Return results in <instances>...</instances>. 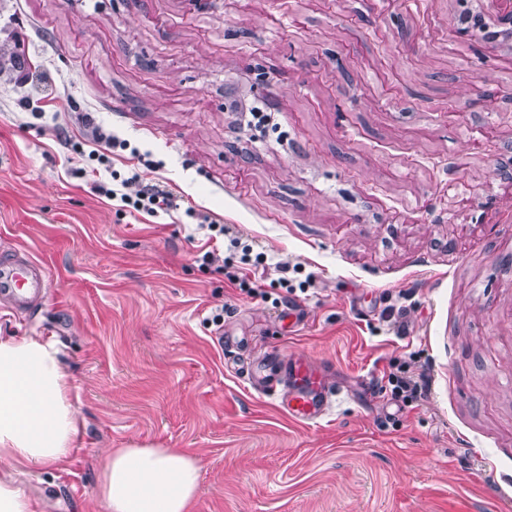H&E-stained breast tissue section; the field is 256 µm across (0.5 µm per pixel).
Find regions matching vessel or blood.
<instances>
[{"instance_id": "vessel-or-blood-1", "label": "vessel or blood", "mask_w": 512, "mask_h": 512, "mask_svg": "<svg viewBox=\"0 0 512 512\" xmlns=\"http://www.w3.org/2000/svg\"><path fill=\"white\" fill-rule=\"evenodd\" d=\"M51 281L48 267L36 260L19 257L0 263V301L11 309L26 308L37 300ZM258 388L275 397L288 416L299 423L327 417L338 399L321 370L304 357L279 359L275 369L257 378Z\"/></svg>"}]
</instances>
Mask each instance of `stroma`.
<instances>
[{
	"mask_svg": "<svg viewBox=\"0 0 512 512\" xmlns=\"http://www.w3.org/2000/svg\"><path fill=\"white\" fill-rule=\"evenodd\" d=\"M466 7L512 0H0V258L54 279L0 334L56 342L82 422L15 474L45 512H104L136 445L201 460L192 512H512V43ZM78 112L177 209L93 195ZM290 354L348 391L334 414L253 388Z\"/></svg>",
	"mask_w": 512,
	"mask_h": 512,
	"instance_id": "1",
	"label": "stroma"
}]
</instances>
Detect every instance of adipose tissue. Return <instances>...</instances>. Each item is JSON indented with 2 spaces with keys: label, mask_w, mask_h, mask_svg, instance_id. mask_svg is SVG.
Returning a JSON list of instances; mask_svg holds the SVG:
<instances>
[{
  "label": "adipose tissue",
  "mask_w": 512,
  "mask_h": 512,
  "mask_svg": "<svg viewBox=\"0 0 512 512\" xmlns=\"http://www.w3.org/2000/svg\"><path fill=\"white\" fill-rule=\"evenodd\" d=\"M69 388L54 343L0 336V469L68 456L79 432ZM201 470L199 459L170 448H123L108 454L98 496L105 512H189Z\"/></svg>",
  "instance_id": "ef3b65f1"
}]
</instances>
